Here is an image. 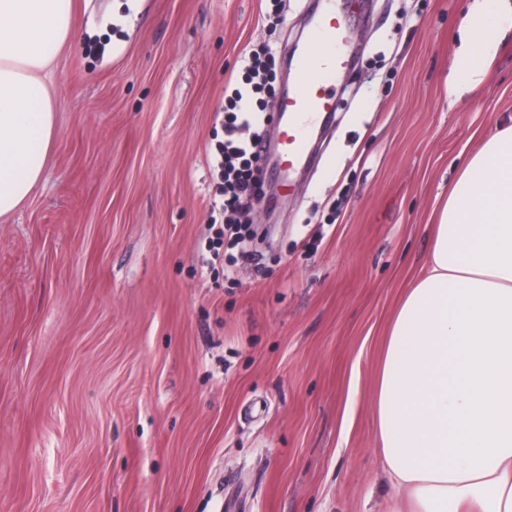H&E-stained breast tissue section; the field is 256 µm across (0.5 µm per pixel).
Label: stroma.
<instances>
[{
	"instance_id": "stroma-1",
	"label": "stroma",
	"mask_w": 512,
	"mask_h": 512,
	"mask_svg": "<svg viewBox=\"0 0 512 512\" xmlns=\"http://www.w3.org/2000/svg\"><path fill=\"white\" fill-rule=\"evenodd\" d=\"M56 141L0 218V512H386L388 325L467 159L512 120V13L449 95L474 0H349L314 164L204 227L225 88L260 45L277 104L312 0H75Z\"/></svg>"
}]
</instances>
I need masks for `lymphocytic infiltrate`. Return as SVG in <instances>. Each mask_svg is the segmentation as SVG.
Returning <instances> with one entry per match:
<instances>
[{"label":"lymphocytic infiltrate","mask_w":512,"mask_h":512,"mask_svg":"<svg viewBox=\"0 0 512 512\" xmlns=\"http://www.w3.org/2000/svg\"><path fill=\"white\" fill-rule=\"evenodd\" d=\"M246 71V85L233 89L229 99L230 117L224 123V141L210 158V164L219 180L222 201L217 208L224 222L220 236L226 237L228 247L244 242L247 227L239 224L238 214L249 203L260 200L262 188L259 158L254 152L264 127L272 122L262 102L255 96L274 79L273 54L269 48L250 52L242 60ZM250 129L249 137H239V129Z\"/></svg>","instance_id":"1"}]
</instances>
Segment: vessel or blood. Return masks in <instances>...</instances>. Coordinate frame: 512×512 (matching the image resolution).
I'll list each match as a JSON object with an SVG mask.
<instances>
[{"label": "vessel or blood", "instance_id": "vessel-or-blood-1", "mask_svg": "<svg viewBox=\"0 0 512 512\" xmlns=\"http://www.w3.org/2000/svg\"><path fill=\"white\" fill-rule=\"evenodd\" d=\"M337 0H322V12L293 65L294 91L277 105L281 125L279 177H287L307 158L315 127L336 109V54L330 48L346 23Z\"/></svg>", "mask_w": 512, "mask_h": 512}]
</instances>
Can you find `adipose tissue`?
Instances as JSON below:
<instances>
[{"label": "adipose tissue", "mask_w": 512, "mask_h": 512, "mask_svg": "<svg viewBox=\"0 0 512 512\" xmlns=\"http://www.w3.org/2000/svg\"><path fill=\"white\" fill-rule=\"evenodd\" d=\"M503 0L464 22L459 80L483 74ZM75 0H0V217L38 185L55 136L47 76ZM390 497L412 512H512V125L467 161L425 271L391 323L375 393Z\"/></svg>", "instance_id": "ef3b65f1"}]
</instances>
